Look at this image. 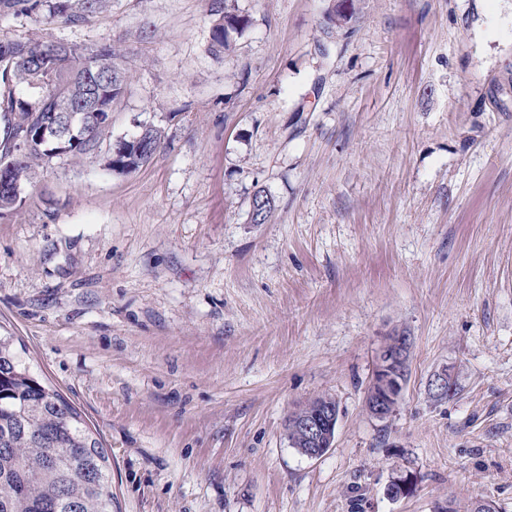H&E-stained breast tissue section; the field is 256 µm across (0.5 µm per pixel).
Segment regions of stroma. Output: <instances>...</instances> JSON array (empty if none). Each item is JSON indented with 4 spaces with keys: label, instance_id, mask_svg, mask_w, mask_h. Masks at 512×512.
Instances as JSON below:
<instances>
[{
    "label": "stroma",
    "instance_id": "stroma-1",
    "mask_svg": "<svg viewBox=\"0 0 512 512\" xmlns=\"http://www.w3.org/2000/svg\"><path fill=\"white\" fill-rule=\"evenodd\" d=\"M338 2L0 11L2 40L107 44L129 72L96 150L40 163L0 218V335L100 435L112 512H512V0H353L335 29ZM224 4L250 24L219 59ZM141 124L158 150L109 170ZM322 394L336 441L310 459L285 421ZM143 127L130 137H123L126 141L119 146L111 145L107 156V166L118 173H132L147 164L157 151L161 142V132L154 126L145 129L140 143L136 146L135 139L143 133ZM121 138L120 140L123 141ZM146 143L139 151L143 143ZM408 336H390L378 351L372 382L367 394L368 412L384 421L401 399L408 370Z\"/></svg>",
    "mask_w": 512,
    "mask_h": 512
}]
</instances>
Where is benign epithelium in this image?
<instances>
[{"instance_id":"7a95c632","label":"benign epithelium","mask_w":512,"mask_h":512,"mask_svg":"<svg viewBox=\"0 0 512 512\" xmlns=\"http://www.w3.org/2000/svg\"><path fill=\"white\" fill-rule=\"evenodd\" d=\"M82 128L75 122V115L64 113L62 126L53 129V136L59 139L77 141ZM410 353L409 337H389L378 351L372 382L367 394L368 412L384 421L395 410L401 399L408 370ZM338 409L325 404L313 412L296 415L290 425L297 431L299 441L295 447L309 458H318L334 447Z\"/></svg>"}]
</instances>
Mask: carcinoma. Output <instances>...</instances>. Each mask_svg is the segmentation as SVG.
I'll list each match as a JSON object with an SVG mask.
<instances>
[{
    "label": "carcinoma",
    "instance_id": "1",
    "mask_svg": "<svg viewBox=\"0 0 512 512\" xmlns=\"http://www.w3.org/2000/svg\"><path fill=\"white\" fill-rule=\"evenodd\" d=\"M79 18L71 0H51L48 19ZM247 19L224 6L211 26V52L222 56L232 49V35H241ZM14 58L13 68L0 72L8 93L0 112L12 115L16 127L38 134L54 104L90 113L80 139L58 145L33 140L23 154L0 153L12 169L0 176V216L21 206L22 193L34 175V162L57 156L78 158L92 151L106 129L100 113L112 111L126 88V75L112 48L27 40L0 41V58ZM36 89L35 99L16 88ZM161 142L154 126L124 137L111 146L107 166L132 173L147 164ZM258 207L254 224L267 223L275 210L265 191L254 194ZM0 512H112L109 455L80 413L56 390L42 384L22 363L8 337H0Z\"/></svg>",
    "mask_w": 512,
    "mask_h": 512
}]
</instances>
